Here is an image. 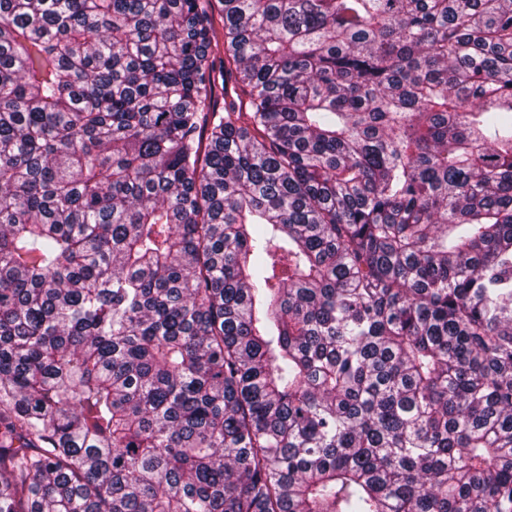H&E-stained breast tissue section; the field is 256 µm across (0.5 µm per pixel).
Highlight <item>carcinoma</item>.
Instances as JSON below:
<instances>
[{
	"mask_svg": "<svg viewBox=\"0 0 512 512\" xmlns=\"http://www.w3.org/2000/svg\"><path fill=\"white\" fill-rule=\"evenodd\" d=\"M219 2L0 0V512H512V0Z\"/></svg>",
	"mask_w": 512,
	"mask_h": 512,
	"instance_id": "cac0c4a2",
	"label": "carcinoma"
}]
</instances>
